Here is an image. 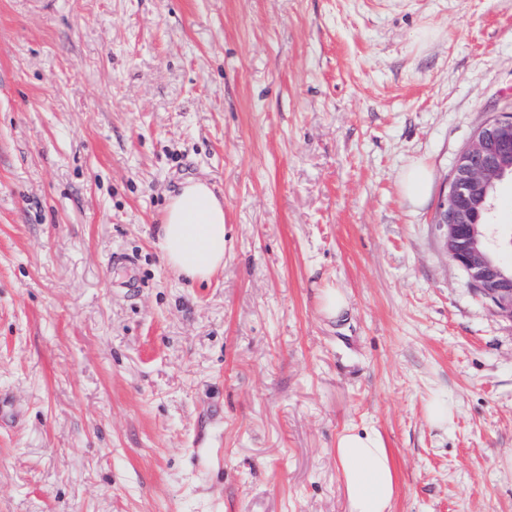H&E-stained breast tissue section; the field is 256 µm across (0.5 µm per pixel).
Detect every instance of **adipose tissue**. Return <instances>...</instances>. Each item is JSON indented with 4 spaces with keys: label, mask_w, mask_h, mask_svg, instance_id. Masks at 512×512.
<instances>
[{
    "label": "adipose tissue",
    "mask_w": 512,
    "mask_h": 512,
    "mask_svg": "<svg viewBox=\"0 0 512 512\" xmlns=\"http://www.w3.org/2000/svg\"><path fill=\"white\" fill-rule=\"evenodd\" d=\"M158 240L169 267L192 280H210L224 267L223 202L206 182H185L168 200ZM335 454L347 512H394L395 471L376 429L344 428Z\"/></svg>",
    "instance_id": "adipose-tissue-1"
}]
</instances>
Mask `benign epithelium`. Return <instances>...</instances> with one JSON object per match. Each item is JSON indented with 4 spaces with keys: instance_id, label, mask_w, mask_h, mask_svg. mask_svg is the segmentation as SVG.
<instances>
[{
    "instance_id": "7a95c632",
    "label": "benign epithelium",
    "mask_w": 512,
    "mask_h": 512,
    "mask_svg": "<svg viewBox=\"0 0 512 512\" xmlns=\"http://www.w3.org/2000/svg\"><path fill=\"white\" fill-rule=\"evenodd\" d=\"M512 181V113L491 116L459 154L434 215L448 257L462 269L495 312L512 320V265L496 258L512 248L498 235L492 191Z\"/></svg>"
}]
</instances>
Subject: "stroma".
I'll list each match as a JSON object with an SVG mask.
<instances>
[{
    "label": "stroma",
    "instance_id": "1",
    "mask_svg": "<svg viewBox=\"0 0 512 512\" xmlns=\"http://www.w3.org/2000/svg\"><path fill=\"white\" fill-rule=\"evenodd\" d=\"M510 109L512 0H0V512H346L348 426L395 512H512V321L432 222ZM190 179L207 282L155 235ZM431 177V171L426 166L416 164L404 170L400 183L404 193L418 201L427 194ZM159 247L169 267L198 281L224 268V203L201 180L173 194L158 226ZM336 461L347 512H393L397 483L384 440L375 428L345 427Z\"/></svg>",
    "mask_w": 512,
    "mask_h": 512
}]
</instances>
